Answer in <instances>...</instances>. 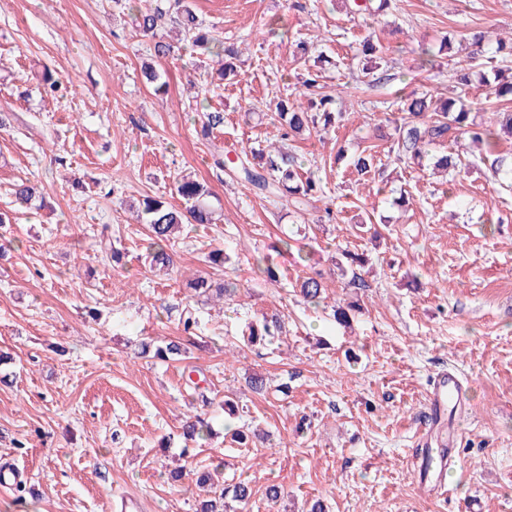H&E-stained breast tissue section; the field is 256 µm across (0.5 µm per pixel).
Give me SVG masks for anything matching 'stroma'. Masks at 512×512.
Returning <instances> with one entry per match:
<instances>
[{
  "instance_id": "1",
  "label": "stroma",
  "mask_w": 512,
  "mask_h": 512,
  "mask_svg": "<svg viewBox=\"0 0 512 512\" xmlns=\"http://www.w3.org/2000/svg\"><path fill=\"white\" fill-rule=\"evenodd\" d=\"M203 27L238 47V75L220 80L215 57L191 54L179 28L156 37L137 28L131 0H0V466L19 484L0 488V512H198L197 472L250 483L247 504L224 512H512V188L492 178L480 147L460 141L464 167L435 173L442 145L422 165L396 161L397 92L457 94L465 35L512 31V0H392L385 14L348 13L344 0H188ZM319 36L324 92L339 95L343 122L311 137L282 140L279 100L303 87L290 40ZM453 42L440 52L442 38ZM383 47L391 79L364 83L363 39ZM170 55H154L155 41ZM435 51L425 64L422 49ZM154 64L164 84L141 75ZM70 84L47 95L45 77ZM224 114L202 135L196 105ZM283 141L325 188L303 210L256 195L214 163L217 154ZM379 163L362 177L354 156ZM207 186L211 224L183 225L174 265L144 260L145 225L132 209L144 196L174 207L176 178ZM27 179L43 206L15 210L11 189ZM109 228L123 252L97 249ZM292 236L306 261L279 252ZM223 249L224 265L207 261ZM364 254L367 287L348 288L342 251ZM281 277L265 282L257 256ZM323 274L326 308L304 304L297 280ZM205 276L235 284L231 300L209 302L188 287ZM361 306L350 327L331 304ZM193 306L204 343L178 361L139 357L141 342L183 336ZM279 314L281 340L247 345L246 322ZM455 370L470 406L458 421L447 495L426 494L413 475V444L435 377ZM265 394L248 390L252 374ZM204 380L211 436L184 457L182 426L194 415L190 380ZM240 411L227 419L225 399ZM259 427L270 439L244 448L225 424ZM188 472L175 482L177 465ZM277 486V501L266 497Z\"/></svg>"
}]
</instances>
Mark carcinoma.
<instances>
[{
	"instance_id": "cac0c4a2",
	"label": "carcinoma",
	"mask_w": 512,
	"mask_h": 512,
	"mask_svg": "<svg viewBox=\"0 0 512 512\" xmlns=\"http://www.w3.org/2000/svg\"><path fill=\"white\" fill-rule=\"evenodd\" d=\"M349 7L358 13H369L373 10L382 11L389 7V0H379L373 5V0H351ZM177 14L179 26L182 28L187 41L194 51L200 55H226L234 54V50L224 46V43L209 34L201 24L190 6L175 0H150L148 7L139 11L136 22L137 27L147 34L152 33L166 18ZM473 44L482 47L486 41H495L490 47L492 56L488 58L490 73L481 75L482 82L488 88V94L496 99L512 100V79H501L502 68L494 65L497 54L503 51L504 38L475 33L472 36ZM315 41L299 39L296 41V53L293 54L292 63L308 68L309 52ZM363 77L369 85H378L390 81V75L379 70V65L362 67ZM460 99H449L436 105L433 95L425 90L420 93L413 91L400 96L402 105V124L395 128L396 143L394 151L397 160L405 163L419 162L423 156V149L430 144L444 142L456 143L461 139L481 146L485 154L493 157L491 170L493 176L505 172L512 175V160L496 154L499 135L506 134L512 137V111L496 113V124L482 125L470 121V113L458 105ZM276 117L284 130L282 138L306 134L308 136L326 132L329 128L342 122L345 113L336 111V97L331 94H316L305 96L304 101L288 105V101L281 100L276 104ZM198 124L203 135L208 136L213 131L224 126V113L207 109L198 113ZM235 174L244 178L261 195H272L285 198L294 207L298 208L314 197L317 193H324L323 186L310 176L304 175L302 167L295 158L274 144L258 149L249 155L238 156L232 162ZM175 191L184 201L185 208L181 211L173 209L165 202L147 196L142 199L138 207L140 222L148 229L147 259L151 266L168 269L173 264L168 252V243L175 229L181 224H212L214 223V210L208 202L210 192L199 182L182 178L176 181ZM13 203L19 207H27L37 199H43L38 187L27 182L14 185L12 189ZM194 291L200 296L212 295L218 300L235 294L236 288L229 284L211 285L205 278H200L192 284ZM299 293L304 301L317 305L321 302L323 294V275L319 272L305 278ZM284 322L277 316H265L255 322H250L243 329V340L251 345L258 340L273 339L283 335ZM154 351V356L161 359H171L183 355L185 347L179 341H170L163 346L151 347L145 342L142 344V353ZM208 422L199 415L192 417L183 427L185 443H195L208 432ZM226 488L211 491L209 498L202 501L200 512H224V497Z\"/></svg>"
}]
</instances>
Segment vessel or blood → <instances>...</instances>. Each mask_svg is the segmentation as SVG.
<instances>
[{"mask_svg": "<svg viewBox=\"0 0 512 512\" xmlns=\"http://www.w3.org/2000/svg\"><path fill=\"white\" fill-rule=\"evenodd\" d=\"M468 406L466 390L456 373L438 375L427 394V415L417 432L420 448L415 458L414 476L428 492H438L432 474L445 472L456 447L455 420L457 413Z\"/></svg>", "mask_w": 512, "mask_h": 512, "instance_id": "vessel-or-blood-1", "label": "vessel or blood"}]
</instances>
